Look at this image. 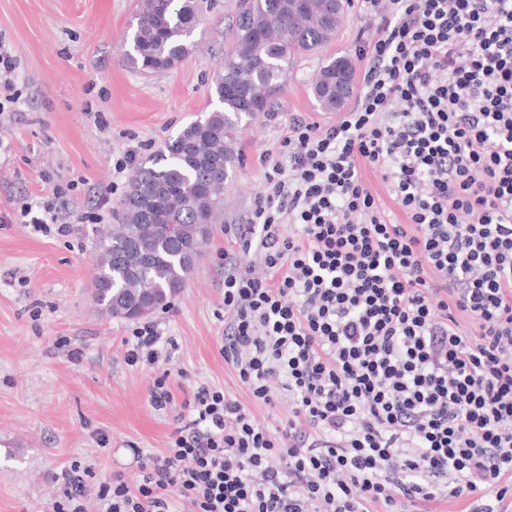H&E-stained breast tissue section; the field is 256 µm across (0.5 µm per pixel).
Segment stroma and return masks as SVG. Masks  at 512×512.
<instances>
[{
  "label": "stroma",
  "mask_w": 512,
  "mask_h": 512,
  "mask_svg": "<svg viewBox=\"0 0 512 512\" xmlns=\"http://www.w3.org/2000/svg\"><path fill=\"white\" fill-rule=\"evenodd\" d=\"M138 0H0V40L18 60L20 98L0 116V512H50L56 476L73 463L92 467L90 489L122 474L138 476L135 450L163 453L186 399L204 384L274 424L289 412L254 404L224 362V253L238 251L224 227L242 220L263 191L260 154L276 150L296 112L333 123L311 84L325 59L354 54L363 24L353 0L335 41L302 57L273 112L258 116L238 145L240 161L224 186V218L186 287L152 317L163 333L157 364L126 360L133 322L106 315L93 298L94 243L102 221H85L91 191L119 203L128 174L113 160L127 149L145 162L199 113L231 44L229 0H199L197 49L177 68L142 71L124 52ZM68 187L65 237L23 224V204ZM171 371L173 402H148L152 379ZM106 443H99L98 434Z\"/></svg>",
  "instance_id": "35a3bbf8"
}]
</instances>
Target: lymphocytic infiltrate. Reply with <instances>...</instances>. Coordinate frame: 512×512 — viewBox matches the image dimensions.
I'll use <instances>...</instances> for the list:
<instances>
[{
	"label": "lymphocytic infiltrate",
	"instance_id": "obj_1",
	"mask_svg": "<svg viewBox=\"0 0 512 512\" xmlns=\"http://www.w3.org/2000/svg\"><path fill=\"white\" fill-rule=\"evenodd\" d=\"M361 6L355 105L289 120L224 259V360L287 419L198 387L137 480L72 464L53 512H512V0ZM63 205L21 215L66 236ZM365 176L369 185L372 188L374 196L379 199L380 203L388 211L393 220L395 222H400V224L404 223V215L388 194L386 186L382 182L380 175L376 172H373L370 169H367L365 172Z\"/></svg>",
	"mask_w": 512,
	"mask_h": 512
}]
</instances>
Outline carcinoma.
<instances>
[{
	"mask_svg": "<svg viewBox=\"0 0 512 512\" xmlns=\"http://www.w3.org/2000/svg\"><path fill=\"white\" fill-rule=\"evenodd\" d=\"M323 0H233L231 47L213 79V108L186 125L134 169L115 223L95 242L94 298L107 312L143 302L168 305L185 288L224 216V183L236 161L241 132L271 112L275 93L294 62L336 35L345 11L324 18ZM131 25L128 63L141 70L176 68L196 50L197 0H141ZM340 56L312 83L325 110L336 99L318 92L338 69Z\"/></svg>",
	"mask_w": 512,
	"mask_h": 512,
	"instance_id": "carcinoma-1",
	"label": "carcinoma"
}]
</instances>
